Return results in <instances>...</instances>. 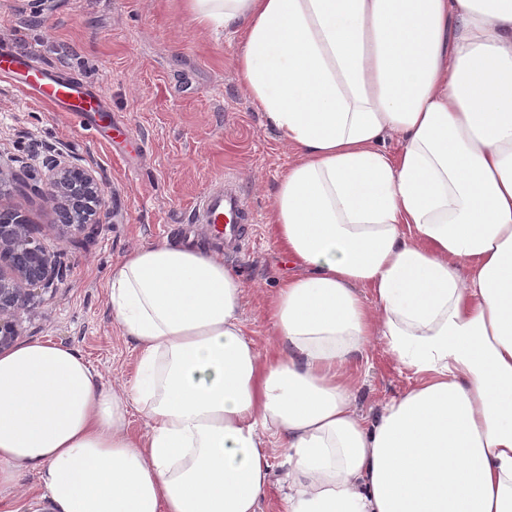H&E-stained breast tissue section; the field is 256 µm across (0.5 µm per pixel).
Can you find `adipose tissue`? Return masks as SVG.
I'll use <instances>...</instances> for the list:
<instances>
[{"label":"adipose tissue","instance_id":"obj_1","mask_svg":"<svg viewBox=\"0 0 512 512\" xmlns=\"http://www.w3.org/2000/svg\"><path fill=\"white\" fill-rule=\"evenodd\" d=\"M187 4L296 152L276 346L221 251H130L106 299L131 384L51 339L0 352V512L30 473L50 512H262L272 483L283 512H512V0ZM375 337L416 383L365 414Z\"/></svg>","mask_w":512,"mask_h":512}]
</instances>
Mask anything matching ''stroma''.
<instances>
[{
  "label": "stroma",
  "mask_w": 512,
  "mask_h": 512,
  "mask_svg": "<svg viewBox=\"0 0 512 512\" xmlns=\"http://www.w3.org/2000/svg\"><path fill=\"white\" fill-rule=\"evenodd\" d=\"M0 41L30 55L34 68L88 85L106 106L90 131L0 78V164L13 172L5 202L60 261L53 288L16 313L23 340L77 346L105 381H132L133 345L107 304L108 272L135 247L184 237L198 197L231 173L257 231L245 260L231 263L245 285V328L260 352L273 349L265 309L288 265L267 220L294 153L244 92L235 37L200 31L183 0H0ZM116 122L133 142L113 146ZM33 142L38 156L24 155ZM59 153L97 178L103 205L94 235L60 224L54 203L28 188L30 179L46 180V161ZM357 380L367 411L416 378L375 339Z\"/></svg>",
  "instance_id": "obj_1"
}]
</instances>
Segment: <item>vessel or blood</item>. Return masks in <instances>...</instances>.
Listing matches in <instances>:
<instances>
[{"label": "vessel or blood", "mask_w": 512, "mask_h": 512, "mask_svg": "<svg viewBox=\"0 0 512 512\" xmlns=\"http://www.w3.org/2000/svg\"><path fill=\"white\" fill-rule=\"evenodd\" d=\"M27 70L24 88L54 105L58 111L72 113L78 119L102 109L100 98L87 86L52 73L28 70L26 60L10 49H0V76L11 77ZM249 206L233 177L227 176L200 195L191 213V221L205 225L212 244L227 250L242 248L255 232Z\"/></svg>", "instance_id": "b4317fda"}]
</instances>
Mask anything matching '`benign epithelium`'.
Instances as JSON below:
<instances>
[{
    "instance_id": "1",
    "label": "benign epithelium",
    "mask_w": 512,
    "mask_h": 512,
    "mask_svg": "<svg viewBox=\"0 0 512 512\" xmlns=\"http://www.w3.org/2000/svg\"><path fill=\"white\" fill-rule=\"evenodd\" d=\"M48 168L47 180L31 189L51 199L68 226L84 232L99 223L102 199L95 177L58 160ZM27 224L21 210L0 204V351L20 335L16 310L32 301L37 290L52 287L59 273L56 256L29 235Z\"/></svg>"
}]
</instances>
